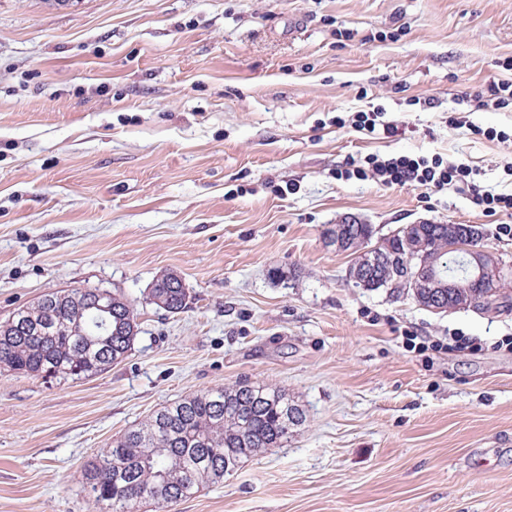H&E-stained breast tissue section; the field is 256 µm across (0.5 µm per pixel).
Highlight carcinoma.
Masks as SVG:
<instances>
[{
	"label": "carcinoma",
	"instance_id": "obj_1",
	"mask_svg": "<svg viewBox=\"0 0 512 512\" xmlns=\"http://www.w3.org/2000/svg\"><path fill=\"white\" fill-rule=\"evenodd\" d=\"M358 245L369 246L375 230L351 224ZM391 242L392 262L363 287L375 290L403 275L404 240L424 246L430 275L441 281L474 278L456 244L455 224H407ZM102 288H70L43 294L0 324V366L43 380H78L125 359L138 334L137 315L124 297ZM475 284L469 292L421 288L414 299L442 311L464 304H492ZM150 302L172 314L183 312L188 291L168 272L150 288ZM107 306L101 310L97 304ZM305 411L277 388L242 380L174 401L127 430L84 464L88 495L103 512H139L146 499L161 505L195 494L205 483H219L243 459L266 448H280L305 423Z\"/></svg>",
	"mask_w": 512,
	"mask_h": 512
}]
</instances>
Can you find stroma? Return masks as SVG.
Masks as SVG:
<instances>
[{"label": "stroma", "mask_w": 512, "mask_h": 512, "mask_svg": "<svg viewBox=\"0 0 512 512\" xmlns=\"http://www.w3.org/2000/svg\"><path fill=\"white\" fill-rule=\"evenodd\" d=\"M511 59L512 0H0V322L89 287L139 324L86 379L0 369V512H99L89 457L243 379L285 390L305 424L140 512H512V300L437 314L354 287L355 253L324 236L348 216L379 237L476 224L512 281V214L338 176L369 153L437 154L512 193V110L449 121ZM378 106L398 135L337 124ZM167 272L179 314L149 300ZM410 333L479 347L427 357ZM149 297L156 307L178 314L187 307L189 295L182 278L174 272H168L156 278Z\"/></svg>", "instance_id": "1"}]
</instances>
